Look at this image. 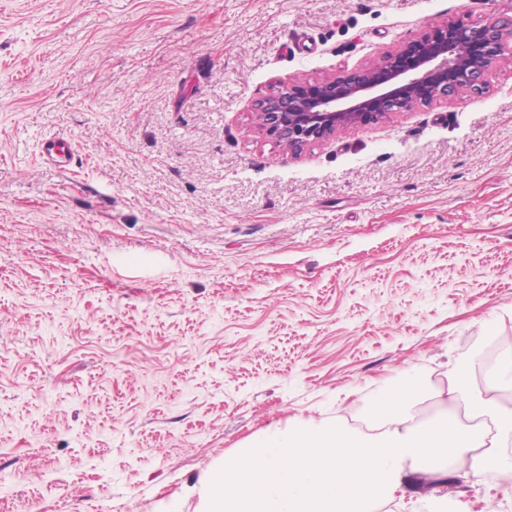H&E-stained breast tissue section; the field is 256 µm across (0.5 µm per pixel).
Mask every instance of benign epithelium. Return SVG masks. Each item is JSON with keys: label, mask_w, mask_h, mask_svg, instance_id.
Segmentation results:
<instances>
[{"label": "benign epithelium", "mask_w": 512, "mask_h": 512, "mask_svg": "<svg viewBox=\"0 0 512 512\" xmlns=\"http://www.w3.org/2000/svg\"><path fill=\"white\" fill-rule=\"evenodd\" d=\"M512 26L492 16L475 24L435 25L362 70L312 79L258 103L262 129L289 150L374 122L389 112L427 106L461 92L480 94Z\"/></svg>", "instance_id": "obj_1"}]
</instances>
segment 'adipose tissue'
Masks as SVG:
<instances>
[{
	"mask_svg": "<svg viewBox=\"0 0 512 512\" xmlns=\"http://www.w3.org/2000/svg\"><path fill=\"white\" fill-rule=\"evenodd\" d=\"M437 397L448 410L415 424L410 406L420 394L411 379L376 399L373 434L339 421L258 431L190 489L199 512H372L405 491V465L431 478L443 461L470 460L473 475L510 472L501 450L512 441V398L460 384L455 369ZM464 406L469 421L453 412Z\"/></svg>",
	"mask_w": 512,
	"mask_h": 512,
	"instance_id": "obj_1",
	"label": "adipose tissue"
}]
</instances>
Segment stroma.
<instances>
[{
    "instance_id": "35a3bbf8",
    "label": "stroma",
    "mask_w": 512,
    "mask_h": 512,
    "mask_svg": "<svg viewBox=\"0 0 512 512\" xmlns=\"http://www.w3.org/2000/svg\"><path fill=\"white\" fill-rule=\"evenodd\" d=\"M512 0H0V512H195L269 426L512 337V46L483 93L294 153L257 104ZM72 164L39 160L43 138ZM455 512H512L497 477ZM74 154L72 143L63 138L49 137L41 142L40 157L45 162L66 167L70 164Z\"/></svg>"
}]
</instances>
